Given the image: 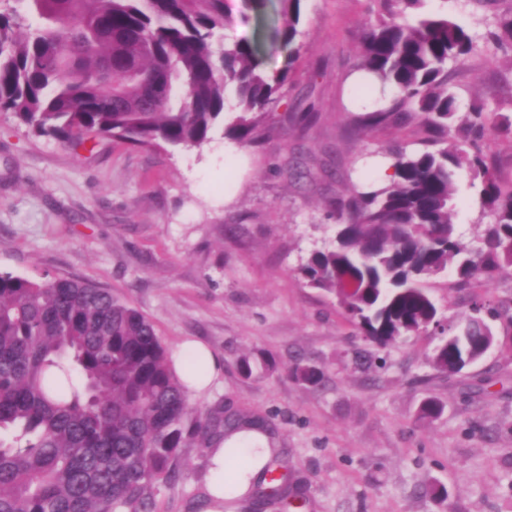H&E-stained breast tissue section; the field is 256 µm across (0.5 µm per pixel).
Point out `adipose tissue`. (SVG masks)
<instances>
[{
    "label": "adipose tissue",
    "mask_w": 512,
    "mask_h": 512,
    "mask_svg": "<svg viewBox=\"0 0 512 512\" xmlns=\"http://www.w3.org/2000/svg\"><path fill=\"white\" fill-rule=\"evenodd\" d=\"M172 369L190 394L200 396L224 371V359L198 341L180 344L171 355ZM208 475L204 486L203 512H223L228 494L243 496L270 459L266 436L241 432L214 443L206 450ZM234 477L235 490L227 492L225 480Z\"/></svg>",
    "instance_id": "ef3b65f1"
}]
</instances>
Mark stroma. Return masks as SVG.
<instances>
[{
    "mask_svg": "<svg viewBox=\"0 0 512 512\" xmlns=\"http://www.w3.org/2000/svg\"><path fill=\"white\" fill-rule=\"evenodd\" d=\"M231 5L229 36L259 43L268 69L289 72L263 140L239 144L220 124L199 148H141L93 132L76 145L0 112V271L89 281L127 298L167 349L192 337L220 353L223 374L190 404L267 416L304 512H512V319L490 320L496 345L449 377L430 362L439 334L366 348L335 296L300 273L335 243L328 200L376 186L390 146H422L412 127L353 131L366 110L351 79L370 0H302L293 61L268 38L280 22L274 0L261 12L248 0ZM511 78V58L478 53L449 72L448 87L462 109L507 114L499 86ZM471 182L458 173L453 215L468 243L487 224ZM426 287L457 327L472 296L512 305V272L463 290L448 270ZM244 356L256 363L248 378L237 370ZM297 362L320 368L321 384L294 380ZM429 399L442 410L420 418ZM181 470L159 512H188L206 481L204 448H185Z\"/></svg>",
    "mask_w": 512,
    "mask_h": 512,
    "instance_id": "obj_1",
    "label": "stroma"
}]
</instances>
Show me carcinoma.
<instances>
[{
  "label": "carcinoma",
  "mask_w": 512,
  "mask_h": 512,
  "mask_svg": "<svg viewBox=\"0 0 512 512\" xmlns=\"http://www.w3.org/2000/svg\"><path fill=\"white\" fill-rule=\"evenodd\" d=\"M40 19L29 33L0 11V111L32 132L66 142L95 131L138 147H200L214 126L253 144L287 72L267 70L258 44L228 39L227 0H25ZM426 0H376L354 69L389 89V106L355 123L364 133L416 125L424 148L390 150L391 179L331 201L336 244L301 267L312 288L336 294L366 343L386 347L436 321L424 280L455 268L457 286L512 267V186L480 147L512 135V116L480 106L458 117L448 72L477 49L471 28ZM483 21L485 47L512 52V0ZM272 43L300 55L301 0H277ZM465 141L469 153L460 148ZM478 182L491 217L471 247L452 222L455 176ZM474 302L467 335L483 336ZM484 355L479 343L439 344L433 367L448 375ZM316 385L322 373L294 364ZM274 437L268 420L222 402L191 409L152 321L127 299L88 281H32L0 273V512H158L183 449L209 448L240 431ZM268 463L251 505L282 493Z\"/></svg>",
  "instance_id": "1"
}]
</instances>
